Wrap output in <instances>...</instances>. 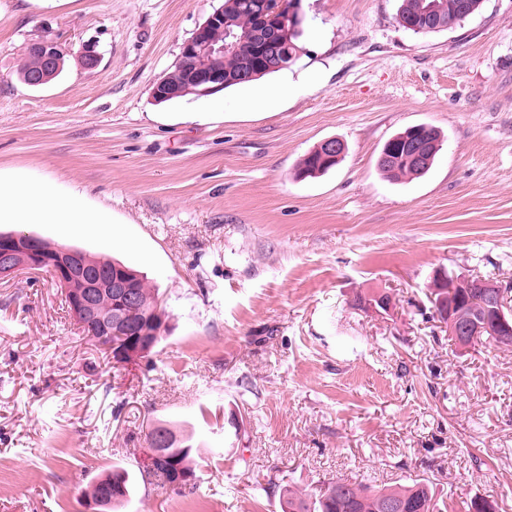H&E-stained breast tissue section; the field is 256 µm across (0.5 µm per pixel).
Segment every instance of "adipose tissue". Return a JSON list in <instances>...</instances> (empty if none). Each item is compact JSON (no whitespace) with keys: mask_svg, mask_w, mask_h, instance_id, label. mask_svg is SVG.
<instances>
[{"mask_svg":"<svg viewBox=\"0 0 512 512\" xmlns=\"http://www.w3.org/2000/svg\"><path fill=\"white\" fill-rule=\"evenodd\" d=\"M83 195L70 191L51 194L35 177H0L1 224H98L101 216L82 203Z\"/></svg>","mask_w":512,"mask_h":512,"instance_id":"obj_1","label":"adipose tissue"}]
</instances>
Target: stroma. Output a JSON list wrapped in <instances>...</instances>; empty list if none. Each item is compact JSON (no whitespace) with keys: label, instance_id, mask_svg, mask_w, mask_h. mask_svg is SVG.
I'll return each mask as SVG.
<instances>
[{"label":"stroma","instance_id":"35a3bbf8","mask_svg":"<svg viewBox=\"0 0 512 512\" xmlns=\"http://www.w3.org/2000/svg\"><path fill=\"white\" fill-rule=\"evenodd\" d=\"M222 2L0 0V172L107 217L25 232L143 272L168 315L150 359L118 363L50 274L0 282V512H89L87 487L137 472L160 424L197 447L196 478L136 484L118 512H281L283 486L340 478L512 512V351H458L430 298L439 272L512 282V0L432 34L398 26L399 0H301L288 69L157 104ZM46 38L66 66L34 89L17 70ZM218 101L223 119L183 121ZM419 124L444 135L435 163L391 183L382 146ZM329 138L341 163L297 178Z\"/></svg>","mask_w":512,"mask_h":512}]
</instances>
